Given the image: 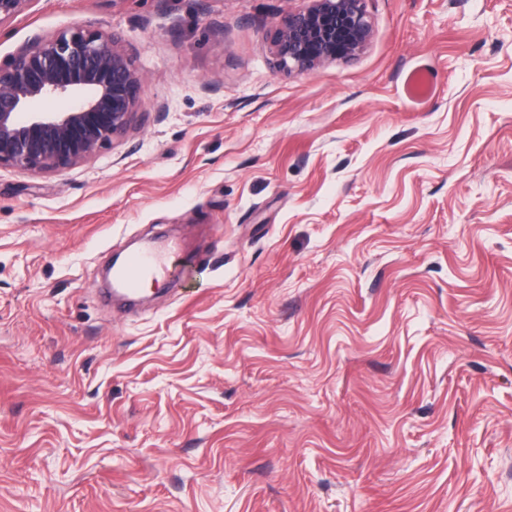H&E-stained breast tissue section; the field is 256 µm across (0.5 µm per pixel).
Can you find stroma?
I'll return each instance as SVG.
<instances>
[{"label":"stroma","mask_w":512,"mask_h":512,"mask_svg":"<svg viewBox=\"0 0 512 512\" xmlns=\"http://www.w3.org/2000/svg\"><path fill=\"white\" fill-rule=\"evenodd\" d=\"M305 0H32L89 25L125 137L0 169V512H512V0H365L350 60L276 69ZM134 241L148 302L103 303Z\"/></svg>","instance_id":"1"}]
</instances>
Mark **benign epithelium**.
<instances>
[{"mask_svg":"<svg viewBox=\"0 0 512 512\" xmlns=\"http://www.w3.org/2000/svg\"><path fill=\"white\" fill-rule=\"evenodd\" d=\"M32 0H0V25ZM365 0H308L282 17L278 68L304 74L368 44ZM65 98L63 112L35 107ZM141 106L140 77L119 42L82 26L35 37L0 61V168L52 175L96 157L123 136Z\"/></svg>","mask_w":512,"mask_h":512,"instance_id":"1","label":"benign epithelium"}]
</instances>
